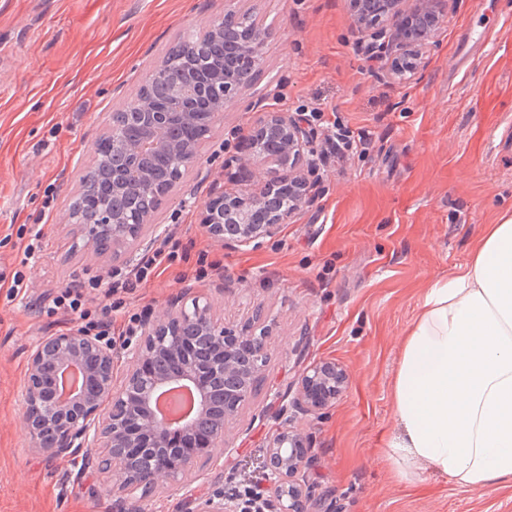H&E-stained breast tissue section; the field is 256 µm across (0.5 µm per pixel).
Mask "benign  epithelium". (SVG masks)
<instances>
[{"label": "benign epithelium", "mask_w": 512, "mask_h": 512, "mask_svg": "<svg viewBox=\"0 0 512 512\" xmlns=\"http://www.w3.org/2000/svg\"><path fill=\"white\" fill-rule=\"evenodd\" d=\"M359 34L357 50L378 65L386 77L387 62L404 52L400 71L417 69L422 55L437 42L448 16V0H350ZM236 16L210 22L212 39ZM262 35L253 28L236 31L233 50L224 61L207 55L209 43L183 46L204 75L187 78L161 60L136 97L119 111L137 136L118 139L109 129L94 148L93 167L107 162L109 150L123 154V167L112 172V194L127 195L126 211L113 213L109 201L99 203L94 224H82L79 202L70 203L66 223L87 230L85 245L97 248L108 239L119 251L144 234H154L155 209L146 204L163 199L194 166L200 143L212 137L216 116L244 100L260 62ZM163 81L173 99L162 103L149 85ZM192 130L189 139H168L170 126ZM317 130L303 113L267 112L249 135L244 156H231L244 172L246 188L226 192L200 208L201 224L227 248L258 245L276 237L291 215L309 201L304 170L316 168ZM166 151L178 159L167 179L156 178L151 157ZM295 203L283 209L282 199ZM266 332L246 335L219 322L210 306L192 300V309H168L146 315L135 340L125 345V369L117 377L115 349L103 336L80 330L56 331L31 347L23 389V429L27 451L48 460L68 458L73 481L106 474L112 481L113 512H139L136 495L164 490L183 498L186 512H335L311 480L313 435L298 424L302 416L319 417L349 386L348 370L332 361L319 362L302 373L296 389L274 393L279 425L266 446L262 483L240 491L220 486L202 498L191 485L233 452L224 438L237 420L256 382L263 378ZM186 389L195 410L163 420L154 410L160 393Z\"/></svg>", "instance_id": "obj_1"}]
</instances>
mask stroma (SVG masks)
I'll return each mask as SVG.
<instances>
[{
  "instance_id": "stroma-1",
  "label": "stroma",
  "mask_w": 512,
  "mask_h": 512,
  "mask_svg": "<svg viewBox=\"0 0 512 512\" xmlns=\"http://www.w3.org/2000/svg\"><path fill=\"white\" fill-rule=\"evenodd\" d=\"M228 10L265 34L246 97L271 86L265 110L315 113L316 143L336 138V157L322 161L310 203L277 237L223 247L200 207L242 189L224 157L263 112L225 110L186 176L192 196L174 190L156 213L176 259L124 295L113 327L197 297L226 324L267 329L265 375L227 436L224 474L238 488L261 479L278 425L270 392L332 361L349 371V389L300 425L316 441L313 473L336 512H512V485L400 481L383 453L403 338L426 291L469 259L485 225L512 217V0H448L438 42L407 82L373 77L349 0H0V512H110L106 484L67 483L70 460L27 453L29 350L47 332L80 326L77 314L48 311L71 280L133 270L158 248L146 236L120 258L99 257L65 208L112 112L181 35ZM479 34L491 38L485 52L452 71ZM201 251L214 267L199 280ZM17 271L21 290L11 287Z\"/></svg>"
}]
</instances>
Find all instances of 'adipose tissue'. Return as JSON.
<instances>
[{"label":"adipose tissue","instance_id":"adipose-tissue-1","mask_svg":"<svg viewBox=\"0 0 512 512\" xmlns=\"http://www.w3.org/2000/svg\"><path fill=\"white\" fill-rule=\"evenodd\" d=\"M392 403L394 478L512 483V218L486 225L470 261L427 290Z\"/></svg>","mask_w":512,"mask_h":512}]
</instances>
